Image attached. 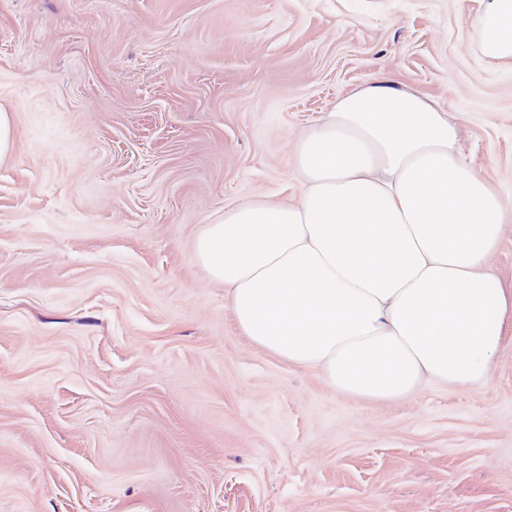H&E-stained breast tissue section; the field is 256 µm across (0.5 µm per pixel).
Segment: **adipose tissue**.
Here are the masks:
<instances>
[{
    "instance_id": "adipose-tissue-1",
    "label": "adipose tissue",
    "mask_w": 512,
    "mask_h": 512,
    "mask_svg": "<svg viewBox=\"0 0 512 512\" xmlns=\"http://www.w3.org/2000/svg\"><path fill=\"white\" fill-rule=\"evenodd\" d=\"M479 58L512 69V0H490ZM293 158L297 200L229 206L194 239L240 333L352 399L489 383L512 281L488 261L512 201L465 160L452 115L381 78L322 113Z\"/></svg>"
}]
</instances>
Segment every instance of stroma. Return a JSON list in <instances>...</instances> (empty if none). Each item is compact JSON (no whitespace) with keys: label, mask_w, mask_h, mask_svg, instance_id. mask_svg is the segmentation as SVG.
I'll return each mask as SVG.
<instances>
[{"label":"stroma","mask_w":512,"mask_h":512,"mask_svg":"<svg viewBox=\"0 0 512 512\" xmlns=\"http://www.w3.org/2000/svg\"><path fill=\"white\" fill-rule=\"evenodd\" d=\"M487 0H0V512H512V332L487 386L388 403L255 348L201 224L298 194L300 133L380 76L512 199ZM14 145V127L11 112L0 108V162L8 157Z\"/></svg>","instance_id":"stroma-1"}]
</instances>
